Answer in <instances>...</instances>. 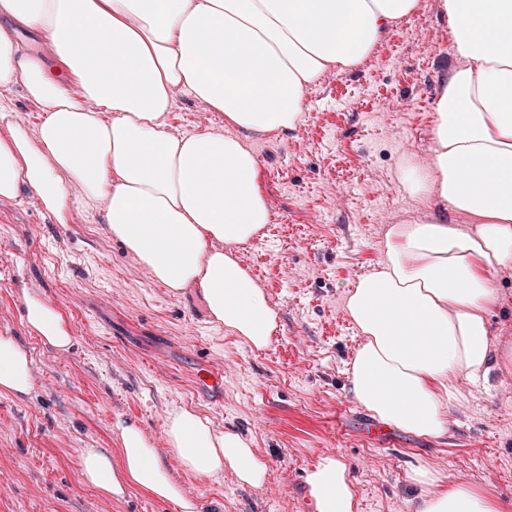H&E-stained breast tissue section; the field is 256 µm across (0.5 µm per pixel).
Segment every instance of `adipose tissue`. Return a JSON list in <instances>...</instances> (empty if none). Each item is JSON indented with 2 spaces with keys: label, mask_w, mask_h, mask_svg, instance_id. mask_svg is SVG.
I'll list each match as a JSON object with an SVG mask.
<instances>
[{
  "label": "adipose tissue",
  "mask_w": 512,
  "mask_h": 512,
  "mask_svg": "<svg viewBox=\"0 0 512 512\" xmlns=\"http://www.w3.org/2000/svg\"><path fill=\"white\" fill-rule=\"evenodd\" d=\"M417 0H0L40 31L54 63L17 56L0 34V88L23 83L44 107L38 128L0 135V199L33 193L58 223L107 200L106 222L138 263L179 293L199 289L212 323L265 349L278 313L239 245L270 222L250 133L287 136L304 96L328 70L360 64ZM457 65L440 80L427 164L408 163L404 191L423 212L390 228L381 259L346 294L361 341L349 393L381 423L422 438L448 431L459 378L512 372V341L492 337L502 302L491 277L512 270V0H438ZM84 36L81 49L73 41ZM224 115L220 132L176 136L165 117L175 92ZM25 324L43 344L76 343L64 313L36 293ZM33 361L0 336V392L27 395ZM118 450L79 452L82 481L115 499L130 488L199 512L150 438L117 419ZM170 458L187 473L231 474L262 487L268 464L252 440L217 430L196 410L168 411ZM414 512H505L487 491L448 485L414 467ZM315 512H357L346 463L323 455L306 473Z\"/></svg>",
  "instance_id": "adipose-tissue-1"
}]
</instances>
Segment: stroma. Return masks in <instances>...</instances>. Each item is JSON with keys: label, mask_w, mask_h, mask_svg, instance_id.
Instances as JSON below:
<instances>
[{"label": "stroma", "mask_w": 512, "mask_h": 512, "mask_svg": "<svg viewBox=\"0 0 512 512\" xmlns=\"http://www.w3.org/2000/svg\"><path fill=\"white\" fill-rule=\"evenodd\" d=\"M454 63L436 0H418L361 65L307 90L295 132L250 138L271 218L238 255L278 312L263 350L212 324L198 291L156 283L112 238L104 207L61 224L32 194L0 199V335L30 353L35 377L30 395L0 393V512H178L137 489L119 501L101 496L81 482L78 460L83 448H118L119 417L165 452L164 419L178 407L252 439L269 466L253 488L167 460L200 512H315L305 475L323 454L347 464L359 512H412L420 489L409 474L419 465L481 487L512 512V374L461 380L465 400L436 439L399 430L394 445L371 444L347 419L369 413L349 393L359 339L345 295L381 258L388 225L419 213L400 171L429 158L438 82ZM43 117L22 83L0 90L1 135L8 123ZM166 122L175 135L224 129L222 113L180 91ZM29 291L64 313L77 339L70 352L27 329ZM206 368L223 371V395L200 383Z\"/></svg>", "instance_id": "obj_1"}]
</instances>
